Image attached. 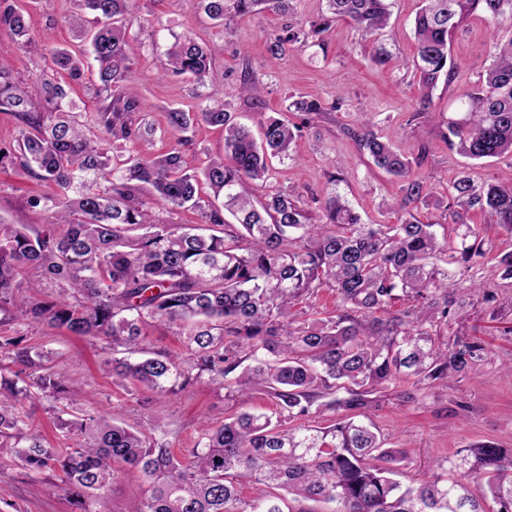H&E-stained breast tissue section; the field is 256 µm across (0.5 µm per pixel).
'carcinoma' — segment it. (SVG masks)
<instances>
[{
    "mask_svg": "<svg viewBox=\"0 0 512 512\" xmlns=\"http://www.w3.org/2000/svg\"><path fill=\"white\" fill-rule=\"evenodd\" d=\"M269 1L198 0L218 24L233 12L246 15ZM328 15L309 29H288L269 39L268 51L307 42L343 20L364 36L390 21L389 0H327ZM70 19L98 63V105L72 111L71 86L44 80L32 87L0 70V112L21 125L17 145L0 147L1 164H19L31 178L58 189L30 205L51 215L29 230L0 221V310L16 302L22 280L31 296L23 315L34 323L112 343L103 371L175 394L198 384L231 392L262 388L271 414L241 412L216 425L205 421L200 440L185 455L151 430L64 406L59 426L78 437L64 453L44 447L16 404L41 396L56 400L74 383L52 365L48 352L0 336V447L15 449L23 465L61 471L79 512H106L102 493L136 469L147 488L135 512H284L283 496L297 512L308 503L332 512H512V448L476 443L444 459L437 470L404 486L394 463L404 448L360 421L374 391L407 383L447 384L465 375L486 353L474 336L436 340L455 305V274L485 255L473 224L454 228L460 243L439 240L433 225L409 210L430 192L416 177L419 161L393 150L366 126L351 131L375 167L400 183L403 210L396 224H362L346 197L328 193L313 224L294 196L278 191L257 203L253 183L272 159L289 156L295 134L283 121L262 127L258 143L222 104L197 112L168 110L178 147L148 155L152 130L138 116L128 66L127 0H76ZM482 13L492 23L512 19V0H424L414 21L412 63L428 108L439 80L458 73L450 45L464 18ZM0 29L27 47L28 27L17 0H0ZM52 62L76 83L81 56L67 47ZM166 72L198 86L215 79L206 49L185 38L166 52ZM307 116L337 108L301 97L291 103ZM463 116L448 122V145L471 160L512 155V38L497 44L492 63L464 94ZM199 123L224 129V154L198 173L187 168L182 147ZM123 141L128 155L110 153ZM205 182L220 206L202 204ZM198 212L204 232L183 231L155 219L153 206ZM478 207L512 231V187L477 183L463 173L453 182L448 210L460 219ZM319 288L336 292L335 314L309 320L299 308ZM405 307L392 310L395 303ZM186 322L181 353L144 358L148 321ZM248 366H243L245 361ZM246 484L262 487L245 497Z\"/></svg>",
    "mask_w": 512,
    "mask_h": 512,
    "instance_id": "cac0c4a2",
    "label": "carcinoma"
}]
</instances>
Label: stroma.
Returning <instances> with one entry per match:
<instances>
[{"instance_id":"1","label":"stroma","mask_w":512,"mask_h":512,"mask_svg":"<svg viewBox=\"0 0 512 512\" xmlns=\"http://www.w3.org/2000/svg\"><path fill=\"white\" fill-rule=\"evenodd\" d=\"M19 5L27 13L32 48L27 52L17 49L8 33L0 30V69L35 84L51 67V49L67 46L77 52L85 44L69 25L76 10L74 0H19ZM421 6V0H390V23L375 36L364 37L341 21L331 26L323 43L311 41L274 57L267 50L269 38L319 20L326 11V0H290L283 10L269 6L246 16L231 14L220 26L196 0H131V76L140 110L156 128L151 153L174 146L166 113L175 107L194 112L201 103L218 102L235 122L255 131L266 119H282L299 125L300 133L290 158L274 162L267 179L255 184L257 199L273 191L289 192L315 220L323 199L336 189L346 195L362 223L392 224L397 214L390 205L401 197L398 185L391 175L372 165L349 133L350 128L365 123L382 141L406 155L422 156L416 174L430 187L431 196L413 213L421 223L434 225L439 237L451 236L448 189L460 171L512 186V156L473 161L450 150L444 139L449 121L459 117V93L478 80L495 46L512 37V26L493 25L481 13L470 14L451 44L461 70L452 84L438 82L422 113L418 110V78L406 66L413 58V22ZM178 36L207 47L218 73L215 80L198 87L165 73V52ZM381 48L390 53L391 60L377 66L371 57ZM247 76L261 85L260 98L241 94L240 85ZM292 94L334 102L338 108L308 126L299 113L289 111ZM191 139L184 150L188 169L201 170L209 157L224 152L222 128L196 125ZM55 193L54 184L27 177L20 169L0 170V219L34 228L47 223L48 213L31 208L29 199ZM463 220L477 225L493 248L471 271L458 277V285L486 284L497 292L498 303L493 308L480 304L464 309L442 327L440 339L446 342L460 333L479 337L487 345V355L473 371L449 378L444 387L392 386L372 393L371 421L393 447L409 451L408 458L396 465L405 484L471 443L491 441L512 447V282L501 279L497 264L500 254L512 251V232L480 210L469 211ZM10 334L25 336L27 345L36 349L56 353L58 366L77 379L75 390L65 400L70 411L91 410L138 428L164 424L168 440L181 452L198 442L201 417L221 422L242 411L260 414L272 408L269 397L258 389L239 396L201 384L160 395L133 383H113L102 370L112 356L107 340L91 342L29 322L15 307L0 315V335ZM52 404L51 398L43 397L25 403L24 410L48 447H75V436L58 427ZM0 512H74V508L63 490L60 472L30 471L13 449L0 448Z\"/></svg>"}]
</instances>
